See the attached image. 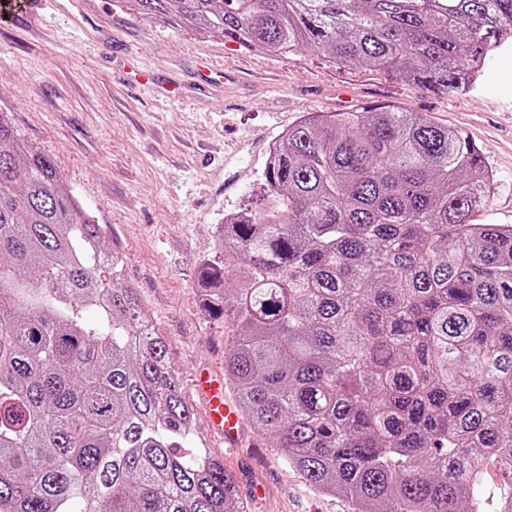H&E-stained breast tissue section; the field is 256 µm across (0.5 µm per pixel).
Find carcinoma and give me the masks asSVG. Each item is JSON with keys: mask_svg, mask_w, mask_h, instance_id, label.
<instances>
[{"mask_svg": "<svg viewBox=\"0 0 512 512\" xmlns=\"http://www.w3.org/2000/svg\"><path fill=\"white\" fill-rule=\"evenodd\" d=\"M134 4L461 95L512 39V0ZM493 182L416 112L310 113L270 150L267 205L227 216L198 270L241 416L354 512H512V224L472 223ZM119 265L1 113L0 512H251Z\"/></svg>", "mask_w": 512, "mask_h": 512, "instance_id": "cac0c4a2", "label": "carcinoma"}]
</instances>
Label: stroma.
<instances>
[{
	"mask_svg": "<svg viewBox=\"0 0 512 512\" xmlns=\"http://www.w3.org/2000/svg\"><path fill=\"white\" fill-rule=\"evenodd\" d=\"M389 106L466 135L494 174L475 219L512 224V53L491 60L479 88L441 94L362 65L298 50L282 58L222 33L198 35L144 18L131 0H47L0 25V112L50 156L108 248L124 282L169 341L183 380L223 370L235 339L202 309L200 262L217 258V224L261 208L274 142L311 112ZM208 448L224 458L252 512H353L309 486L250 424L229 450L193 400Z\"/></svg>",
	"mask_w": 512,
	"mask_h": 512,
	"instance_id": "obj_1",
	"label": "stroma"
}]
</instances>
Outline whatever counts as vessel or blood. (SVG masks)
<instances>
[{"mask_svg":"<svg viewBox=\"0 0 512 512\" xmlns=\"http://www.w3.org/2000/svg\"><path fill=\"white\" fill-rule=\"evenodd\" d=\"M192 387L204 402L212 428L223 438L225 447H236L241 437L239 412L225 396L223 380L211 370L202 369L194 375Z\"/></svg>","mask_w":512,"mask_h":512,"instance_id":"obj_1","label":"vessel or blood"}]
</instances>
